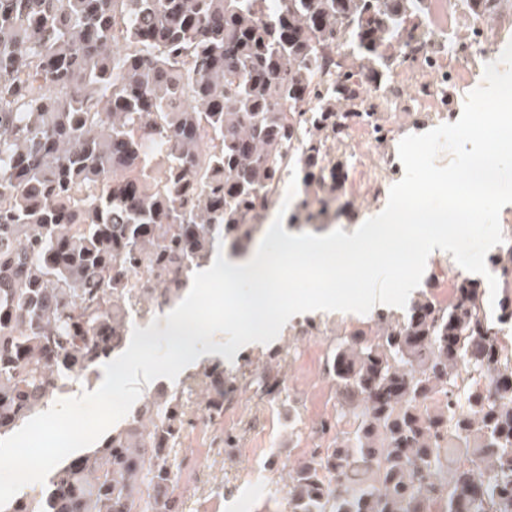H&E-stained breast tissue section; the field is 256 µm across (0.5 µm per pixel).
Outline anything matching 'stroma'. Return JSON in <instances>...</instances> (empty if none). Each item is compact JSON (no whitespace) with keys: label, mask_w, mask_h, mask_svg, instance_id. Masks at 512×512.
<instances>
[{"label":"stroma","mask_w":512,"mask_h":512,"mask_svg":"<svg viewBox=\"0 0 512 512\" xmlns=\"http://www.w3.org/2000/svg\"><path fill=\"white\" fill-rule=\"evenodd\" d=\"M339 213L317 220V232L339 227L349 230L381 213L385 200L367 203L342 196ZM313 334L300 335L302 319H290L268 344L253 342L225 362L227 373L276 376L279 397L261 396L245 385L224 402V414L208 431L188 430L171 459L184 512H288L284 493L275 489L284 466L328 445L331 435L316 434L324 420H335L336 386L327 373V359L343 329L367 327L369 315L352 312L318 314ZM236 436L224 446L219 433Z\"/></svg>","instance_id":"1"}]
</instances>
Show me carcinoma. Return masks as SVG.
I'll return each instance as SVG.
<instances>
[{
	"label": "carcinoma",
	"instance_id": "1",
	"mask_svg": "<svg viewBox=\"0 0 512 512\" xmlns=\"http://www.w3.org/2000/svg\"><path fill=\"white\" fill-rule=\"evenodd\" d=\"M426 2L0 0V435L109 362L128 310L250 238L285 172L300 207L339 201L349 129L373 122L355 74L416 59ZM489 263L512 281V245ZM438 283L336 345L340 411L317 428L336 433L288 468V512H512V294L489 316L477 283L446 303ZM242 382L202 372L211 421ZM192 391H161L0 512H182L170 452Z\"/></svg>",
	"mask_w": 512,
	"mask_h": 512
}]
</instances>
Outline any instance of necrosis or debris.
<instances>
[{"instance_id": "necrosis-or-debris-1", "label": "necrosis or debris", "mask_w": 512, "mask_h": 512, "mask_svg": "<svg viewBox=\"0 0 512 512\" xmlns=\"http://www.w3.org/2000/svg\"><path fill=\"white\" fill-rule=\"evenodd\" d=\"M490 15L494 23L488 26L470 14L465 0H430L429 10L420 18V27L428 36L427 48L417 62L402 70L414 95L404 100L389 89L369 92L365 108L374 113L375 122L354 126L350 138L368 143L376 161L370 165L354 158L344 191L357 195L369 188L376 197L385 196L395 158L390 145L403 132L394 119L396 112L414 107L434 115L442 113L444 85L451 81L468 85L470 65L493 61L500 34L512 30V0H493Z\"/></svg>"}]
</instances>
